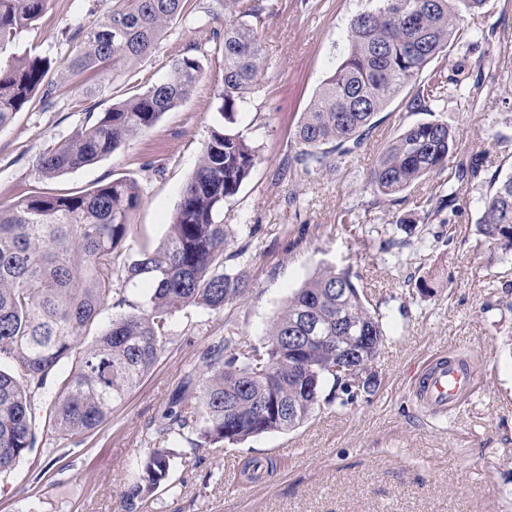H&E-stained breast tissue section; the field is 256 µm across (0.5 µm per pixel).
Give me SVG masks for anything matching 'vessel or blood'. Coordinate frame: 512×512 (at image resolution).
<instances>
[{
  "instance_id": "b4317fda",
  "label": "vessel or blood",
  "mask_w": 512,
  "mask_h": 512,
  "mask_svg": "<svg viewBox=\"0 0 512 512\" xmlns=\"http://www.w3.org/2000/svg\"><path fill=\"white\" fill-rule=\"evenodd\" d=\"M475 373L470 365H462L441 357L428 363L414 387L419 405L432 413L456 409L460 399L472 393Z\"/></svg>"
}]
</instances>
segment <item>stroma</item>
Listing matches in <instances>:
<instances>
[{
  "label": "stroma",
  "instance_id": "35a3bbf8",
  "mask_svg": "<svg viewBox=\"0 0 512 512\" xmlns=\"http://www.w3.org/2000/svg\"><path fill=\"white\" fill-rule=\"evenodd\" d=\"M174 24L135 69L110 79L94 73L65 82L51 106L34 104L0 128V205L51 187L78 192L124 177L142 201L134 239L163 242L184 185L212 129L222 124L223 61L219 0ZM261 8L267 67L239 106L234 131L259 156L225 223L250 241L243 296L212 313L176 312L171 343L153 369L97 432L51 443L54 457L23 461L0 475V512H124L122 495L146 454L147 429L183 374L225 324L243 346H261L289 296L324 267L352 268L385 341L372 363L376 385L349 405H325L298 428L223 448L176 439L172 491L156 492L136 512H512V253L483 244L476 231L494 178L512 174V0H489L465 16L466 43L444 64L458 71L434 111H407L395 98L377 116L378 136L314 177L296 160L294 132L310 101L342 62L351 19L375 0H243ZM112 0H51L21 33L12 54L36 52L62 63L86 21ZM202 50L203 77L189 98L109 157L54 180L39 155L68 137L86 112L106 111L134 90L162 81L173 59ZM448 123L457 155L483 152L487 172L456 192L452 209L431 211L430 194L450 171L376 202L367 183L383 144L413 124ZM418 226L406 237L398 220ZM402 240V248L392 240ZM470 359L480 381L452 414L435 415L413 395L414 375L429 358ZM269 462L252 478L255 462Z\"/></svg>",
  "mask_w": 512,
  "mask_h": 512
}]
</instances>
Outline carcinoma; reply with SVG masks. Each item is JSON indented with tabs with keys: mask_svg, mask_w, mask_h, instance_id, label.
Returning a JSON list of instances; mask_svg holds the SVG:
<instances>
[{
	"mask_svg": "<svg viewBox=\"0 0 512 512\" xmlns=\"http://www.w3.org/2000/svg\"><path fill=\"white\" fill-rule=\"evenodd\" d=\"M191 0H112L105 18L79 27L61 79L88 72L133 69L150 56L170 25L188 14ZM488 0H378L355 15L343 62L321 86L300 120L295 140L308 176L331 154L359 148L377 126L376 116L404 95L410 112H429L459 79L443 67L423 71L468 39L459 21ZM50 0H0V50L37 22ZM222 105L235 123L265 68L254 25L224 23ZM51 61L26 52L0 66V127L27 108L38 91L50 103ZM203 74L197 56L175 58L167 77L98 115L36 160L53 180L101 160L151 128L185 101ZM456 135L439 120L406 128L377 158L368 185L391 198L448 166ZM255 147L226 126L211 131L198 166L185 185L166 240L128 250L131 216L142 200L139 185L124 177L84 192H35L0 206V474L15 470L50 435L66 439L97 430L160 359L171 341L172 316L195 307L221 312L248 287L246 272L226 267L235 238L224 223L225 205L237 196L256 164ZM484 172L475 152L455 166L459 185ZM490 246L512 250V175L493 183L477 220ZM146 286L138 301L128 284ZM125 305L93 341L86 336L108 305ZM342 317L344 326L336 318ZM340 340H334V337ZM384 341L381 318L348 269L327 268L289 298L266 341L245 352L238 330L224 328L170 394L152 430L150 448L124 494L137 508L159 488L174 489L169 445L190 433L194 446L221 448L265 433L297 428L321 407L354 402L372 384L370 365ZM357 358L356 378L336 370V347ZM70 371L46 391L58 367ZM195 407L187 405L189 398Z\"/></svg>",
	"mask_w": 512,
	"mask_h": 512,
	"instance_id": "obj_1",
	"label": "carcinoma"
}]
</instances>
